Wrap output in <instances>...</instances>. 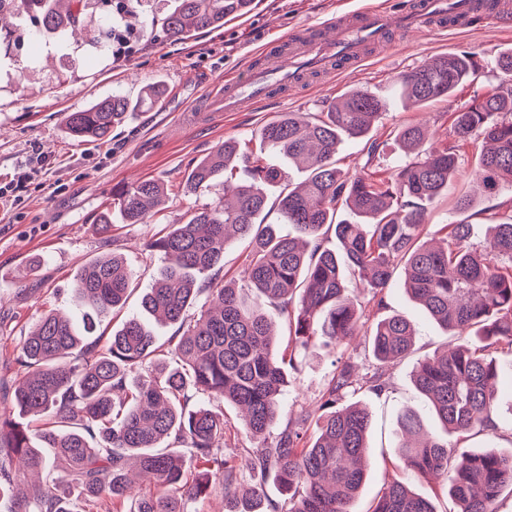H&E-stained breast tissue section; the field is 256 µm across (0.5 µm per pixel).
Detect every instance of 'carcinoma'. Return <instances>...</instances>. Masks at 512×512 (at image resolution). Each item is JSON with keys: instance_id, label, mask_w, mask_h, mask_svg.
I'll return each instance as SVG.
<instances>
[{"instance_id": "obj_1", "label": "carcinoma", "mask_w": 512, "mask_h": 512, "mask_svg": "<svg viewBox=\"0 0 512 512\" xmlns=\"http://www.w3.org/2000/svg\"><path fill=\"white\" fill-rule=\"evenodd\" d=\"M253 0H176L165 18L168 37L187 39L199 29L224 24L251 10ZM30 16L47 34L76 32L84 24V0H0ZM500 83L453 113V142L416 155V160L376 178L348 174L336 166L342 142L366 135L388 103L366 90H352L317 117L283 112L261 130L271 155L253 156L248 142L224 140L188 174L185 188L197 192L224 183V198L175 224L148 247L167 259L141 296L144 314L178 325L167 349L141 317L127 320L100 350L91 338L95 320L123 306L131 273L112 255L86 265L73 291L83 309L81 323L44 314L24 337L18 361L27 375L14 387L18 414L45 417L32 431L0 412V491L16 470L36 471L41 481L15 498L11 512H72L66 489L76 487L96 512H188L186 503L214 488L224 494V512H351L365 483L363 453L371 414L358 404L336 407L349 392H380L388 364L413 346L415 329L403 316L387 315L365 328V307L348 291L347 271L372 293L377 307L397 265H404L405 291L459 343L421 362L413 380L424 402L449 433L495 436L497 392L504 371L496 358L512 350V216L494 224L484 245L471 244L470 224H446V246L423 240L424 203L448 192L461 152L482 140L475 177L487 195L512 183V51L497 60ZM478 66L470 52L437 56L400 75L398 96L422 106L450 96ZM136 104L121 93L66 116L75 139L106 138ZM395 139L408 153L420 149L425 129L407 125ZM302 164L306 180L287 184V167ZM280 189L282 223L298 234L283 235L265 222L268 189ZM166 194L164 183L147 179L117 194L124 219L146 223ZM354 219L337 217L338 208ZM334 228L336 248L322 247L324 227ZM250 246L244 285L217 281L224 249L233 239ZM204 303H199L201 296ZM201 304L198 317L187 312ZM288 321L295 347L336 348L361 334L375 360L372 372L345 366L321 395L323 413L312 439L310 414L282 419L288 383L285 357L266 306ZM220 398L241 410V423L256 441L246 449L247 470L224 443V413L204 399ZM398 429L403 469L442 474L457 512H498L503 492L512 494V453L460 452L423 432L420 414L406 410ZM196 466H186L184 453ZM138 469L156 492L135 495L128 468ZM275 476L290 508L264 505V487ZM248 478L244 495L237 486ZM372 512H436L432 503L394 477Z\"/></svg>"}]
</instances>
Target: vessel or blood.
<instances>
[{"mask_svg":"<svg viewBox=\"0 0 512 512\" xmlns=\"http://www.w3.org/2000/svg\"><path fill=\"white\" fill-rule=\"evenodd\" d=\"M488 17L498 28H512V9L481 8L477 0H401L393 10L367 4L355 7L266 43L257 52L258 64L203 78L198 106L203 112H240L268 102L277 97L280 85L364 62L368 45L388 43L390 32L401 24L464 28Z\"/></svg>","mask_w":512,"mask_h":512,"instance_id":"obj_1","label":"vessel or blood"}]
</instances>
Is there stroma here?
Returning <instances> with one entry per match:
<instances>
[{
    "mask_svg": "<svg viewBox=\"0 0 512 512\" xmlns=\"http://www.w3.org/2000/svg\"><path fill=\"white\" fill-rule=\"evenodd\" d=\"M343 0H254L253 10L218 28L197 31L187 40L165 36L163 22L174 0H141L138 19L128 20L137 34L130 58L112 54L111 29L89 24L77 37L67 33L38 35L25 17L7 14L13 25L9 50L0 52V183L16 185L21 203L0 200V411L9 410L16 382L24 371L16 362L19 342L44 313L77 317L72 290L76 274L103 255L121 256L131 271L134 291L127 305L96 323V336H111L124 320L139 315L140 293L162 265L149 247L154 238L224 194L222 184L196 192L182 190L189 170L230 137L259 141L262 128L279 113L309 115L352 89H365L390 100L391 106L366 137L348 139L340 148V166L349 173L407 164L411 156L396 142L394 132L406 124L427 126L424 150L439 149L451 140L450 115L499 82L496 60L512 49V32L491 24L465 29L396 31L393 50L370 47L368 59L335 80L300 82L281 92L279 100L240 112H201L182 117L185 105L199 93L198 80L248 65L261 45L323 22L341 9ZM475 53L477 74L446 98L422 107H403L395 99L393 81L431 58L448 53ZM160 83L166 93L157 103L141 105L114 127L104 141L77 142L64 129L66 113L119 92L138 101L144 87ZM378 144L369 156V144ZM479 148H467L446 194L427 203L429 236L439 237L443 225L473 224L475 244H483L491 225L512 213V185L503 184L494 197L480 195L471 173ZM164 180L168 192L144 224L126 223L113 196L132 183ZM468 194L476 205L459 211L456 198ZM112 219L102 231V212ZM403 269H396L385 291L387 313L411 321L416 336L411 351L389 367V383L381 393L362 390L347 394L344 404L365 406L372 416L368 436L371 466L353 504L354 512H370L373 502L399 462L398 419L419 410L424 428L436 436L444 430L413 382V373L453 338L431 320L402 290ZM352 363L371 366L373 357L363 339L329 350L315 346L296 356L288 370L282 397L285 415L317 412L320 396L337 367Z\"/></svg>",
    "mask_w": 512,
    "mask_h": 512,
    "instance_id": "1",
    "label": "stroma"
}]
</instances>
